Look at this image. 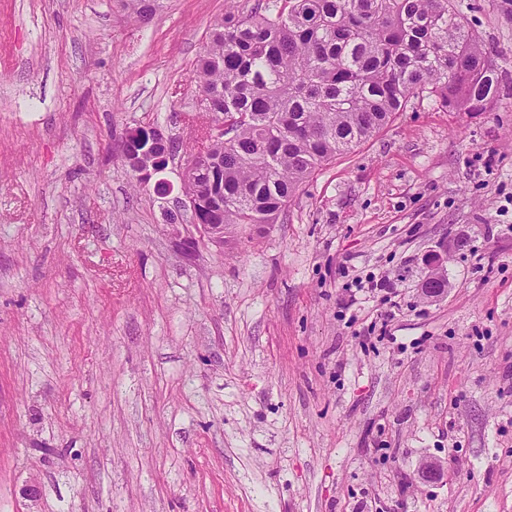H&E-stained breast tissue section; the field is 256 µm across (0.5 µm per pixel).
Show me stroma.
Here are the masks:
<instances>
[{"label":"stroma","mask_w":512,"mask_h":512,"mask_svg":"<svg viewBox=\"0 0 512 512\" xmlns=\"http://www.w3.org/2000/svg\"><path fill=\"white\" fill-rule=\"evenodd\" d=\"M147 2L0 0V512H512V97L408 106L219 255L192 70L259 0ZM456 3L511 88L512 0ZM125 141H129L131 147L122 152L124 165L143 184H148L154 175L165 171L172 162L168 146L162 150L159 148L165 137L155 127H136L128 133ZM215 163L212 157L209 146L205 148H198L193 153L187 162L184 164L181 170V182L186 180L188 177L194 176L198 172L211 167Z\"/></svg>","instance_id":"35a3bbf8"}]
</instances>
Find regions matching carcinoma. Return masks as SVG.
<instances>
[{
  "instance_id": "carcinoma-1",
  "label": "carcinoma",
  "mask_w": 512,
  "mask_h": 512,
  "mask_svg": "<svg viewBox=\"0 0 512 512\" xmlns=\"http://www.w3.org/2000/svg\"><path fill=\"white\" fill-rule=\"evenodd\" d=\"M206 112L234 115L212 171L184 187L224 190V233L277 224L320 167L383 130L414 100L485 112L494 65L453 0H284L210 25L195 77Z\"/></svg>"
}]
</instances>
